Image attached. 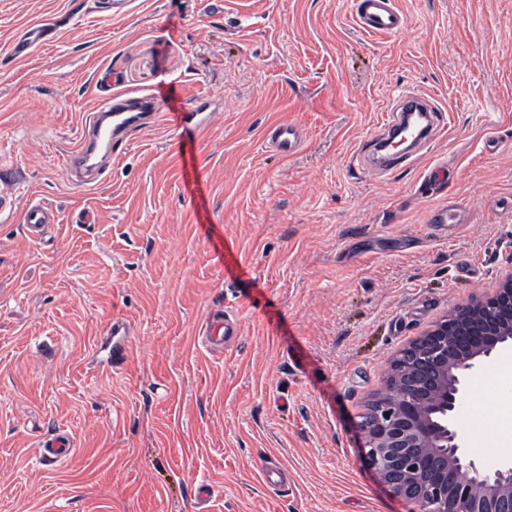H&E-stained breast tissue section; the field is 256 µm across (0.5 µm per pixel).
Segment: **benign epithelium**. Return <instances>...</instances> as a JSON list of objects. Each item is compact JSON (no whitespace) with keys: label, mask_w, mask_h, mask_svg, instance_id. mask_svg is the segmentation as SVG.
Masks as SVG:
<instances>
[{"label":"benign epithelium","mask_w":512,"mask_h":512,"mask_svg":"<svg viewBox=\"0 0 512 512\" xmlns=\"http://www.w3.org/2000/svg\"><path fill=\"white\" fill-rule=\"evenodd\" d=\"M512 349V271L415 337L391 362L360 429L369 464L421 512H512V462L467 447L462 403Z\"/></svg>","instance_id":"1"}]
</instances>
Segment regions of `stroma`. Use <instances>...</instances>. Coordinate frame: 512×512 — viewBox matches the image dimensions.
<instances>
[{"label":"stroma","mask_w":512,"mask_h":512,"mask_svg":"<svg viewBox=\"0 0 512 512\" xmlns=\"http://www.w3.org/2000/svg\"><path fill=\"white\" fill-rule=\"evenodd\" d=\"M0 0V512H418L362 455L357 423L390 358L512 270V0H395L375 35L353 0ZM55 42L26 57L36 23ZM118 72L161 109L201 98L218 120L183 146L133 131L100 179L70 168ZM442 112L410 164L359 159L394 99ZM296 123L292 156L267 130ZM446 163V188H425ZM459 203L461 221L430 213ZM52 212L42 239L20 212ZM84 209L97 223H76ZM240 318L224 350L198 340L213 308ZM133 328L121 366L96 344ZM487 365L472 446L496 451L512 402ZM60 430L71 454L43 465ZM277 465L285 486L261 472ZM353 4L357 21L367 32L390 35L405 26V18L393 0H354ZM57 33V28L52 24L39 23L33 25L14 40L11 53L14 56L26 55L35 46L54 41Z\"/></svg>","instance_id":"stroma-1"}]
</instances>
